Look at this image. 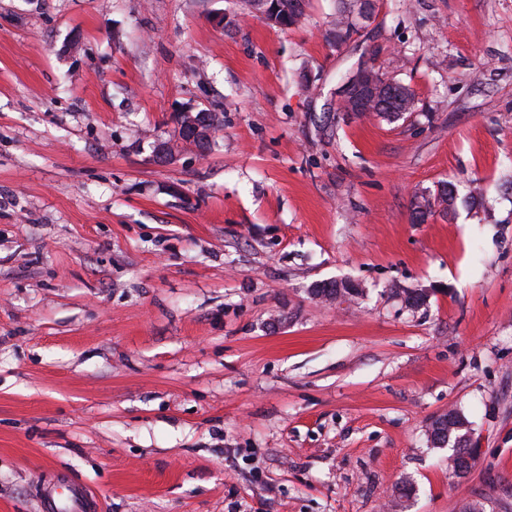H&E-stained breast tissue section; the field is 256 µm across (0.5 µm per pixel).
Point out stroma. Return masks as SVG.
I'll return each mask as SVG.
<instances>
[{
  "label": "stroma",
  "instance_id": "1",
  "mask_svg": "<svg viewBox=\"0 0 512 512\" xmlns=\"http://www.w3.org/2000/svg\"><path fill=\"white\" fill-rule=\"evenodd\" d=\"M372 3L0 0V512L59 478L96 512H512V0ZM363 61L415 112L321 137ZM258 1H266L263 4V12L267 13L264 19L276 26L294 25L303 14L302 0H244L243 2L249 10L256 11L259 9L256 7ZM295 5L299 7L297 13L294 10ZM447 433L450 436L448 440V447H452V453L448 455V469L456 476H459L456 473V464L462 455L469 452L468 448H472V439L471 433L469 430H466L463 434L458 437L457 444L460 446L459 448L454 447L453 440L459 434V432L453 428V424L448 422ZM447 435V437H448ZM460 477V476H459Z\"/></svg>",
  "mask_w": 512,
  "mask_h": 512
}]
</instances>
